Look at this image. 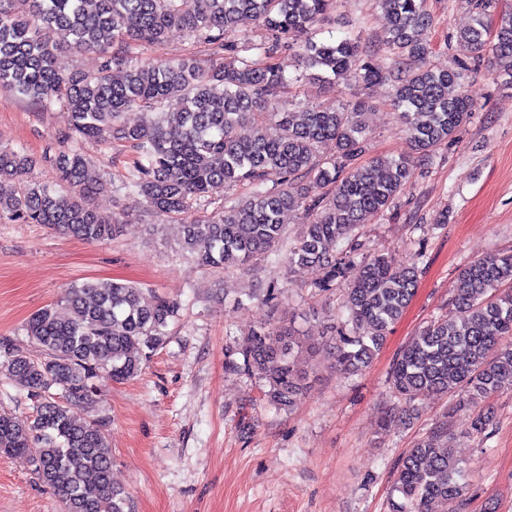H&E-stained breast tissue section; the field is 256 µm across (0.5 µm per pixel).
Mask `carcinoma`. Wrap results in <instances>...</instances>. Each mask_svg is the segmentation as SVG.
<instances>
[{"label": "carcinoma", "instance_id": "1", "mask_svg": "<svg viewBox=\"0 0 512 512\" xmlns=\"http://www.w3.org/2000/svg\"><path fill=\"white\" fill-rule=\"evenodd\" d=\"M334 0H0V87L39 108L57 103L69 114L61 139L72 146L49 158L55 182L31 179L36 158L0 147V212L23 224H44L83 241L116 236L122 221L91 206L97 178L82 144H108L135 153L121 186L155 213L174 217L195 202L234 187L246 193L224 209L183 225L182 249L202 267L223 270L257 257L323 272L314 283L345 284L344 320L331 336L336 366L362 371L413 299L418 262L392 265L366 255L355 230L392 207L420 158L455 138L475 112L460 73L427 63L433 19L425 0H374L388 16L378 50L380 70L361 59L360 33L319 40ZM473 23L457 41L487 52L512 78V10L499 0H470ZM267 32L256 60L224 43L242 17ZM179 29L203 35L209 65L187 57L135 66L134 46L162 44ZM93 52L99 68L62 66L60 51ZM293 52L295 79L322 81L348 74L364 86L389 82L407 127L410 151L356 164L367 149L363 102L277 111L292 78L268 58ZM143 113L129 124L124 114ZM334 152L321 151L324 144ZM310 215L282 255L280 216ZM181 303L147 296L137 285L93 279L64 290L55 305L34 313L27 336L40 352L0 342V373L26 392L32 414L0 415V457L22 455L62 504L63 512H126L127 496L112 481V448L105 424L89 419L99 378L125 381L166 341ZM228 369L264 383L267 401L291 410L309 388L308 337L294 324L274 322L251 331ZM389 384L403 414L429 395L464 392L476 405L512 390V252L486 254L458 273L453 314L428 321L397 353ZM495 413L481 407L471 430L488 439ZM389 512H456L465 501L463 461L448 430L439 427L399 458Z\"/></svg>", "mask_w": 512, "mask_h": 512}]
</instances>
